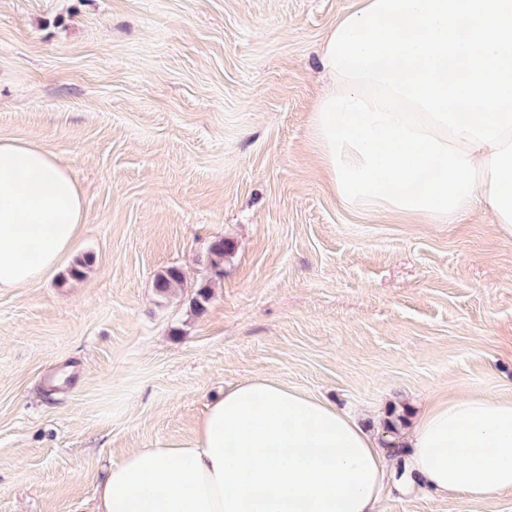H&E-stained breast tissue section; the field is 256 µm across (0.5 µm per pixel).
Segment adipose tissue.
I'll list each match as a JSON object with an SVG mask.
<instances>
[{
  "label": "adipose tissue",
  "mask_w": 512,
  "mask_h": 512,
  "mask_svg": "<svg viewBox=\"0 0 512 512\" xmlns=\"http://www.w3.org/2000/svg\"><path fill=\"white\" fill-rule=\"evenodd\" d=\"M84 209L67 167L0 140V292L29 288L70 254ZM417 483L480 503L512 492V397L428 405L404 436ZM393 456L352 416L265 376L211 404L183 443L110 465L98 512H379Z\"/></svg>",
  "instance_id": "obj_1"
}]
</instances>
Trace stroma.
Wrapping results in <instances>:
<instances>
[{
  "label": "stroma",
  "mask_w": 512,
  "mask_h": 512,
  "mask_svg": "<svg viewBox=\"0 0 512 512\" xmlns=\"http://www.w3.org/2000/svg\"><path fill=\"white\" fill-rule=\"evenodd\" d=\"M353 5L0 0V139L57 155L85 214L73 255L0 292V512H96L109 465L191 439L256 375L377 434L440 398L512 396V238L485 208L453 224L348 210L321 165L320 48ZM171 266L183 288L162 300ZM379 510L512 512V493L395 487ZM183 274L177 267H169L159 273L155 279V290L159 298L168 299L182 288Z\"/></svg>",
  "instance_id": "1"
}]
</instances>
